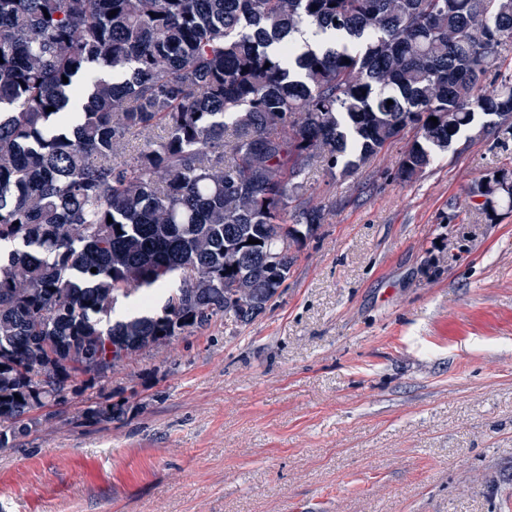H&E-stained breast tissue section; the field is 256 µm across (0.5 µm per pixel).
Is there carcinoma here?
I'll list each match as a JSON object with an SVG mask.
<instances>
[{
	"instance_id": "carcinoma-1",
	"label": "carcinoma",
	"mask_w": 512,
	"mask_h": 512,
	"mask_svg": "<svg viewBox=\"0 0 512 512\" xmlns=\"http://www.w3.org/2000/svg\"><path fill=\"white\" fill-rule=\"evenodd\" d=\"M511 45L512 0H0V449L70 395L120 419L126 360L269 309L325 222L314 163L352 177L413 129V182L462 135L508 145Z\"/></svg>"
}]
</instances>
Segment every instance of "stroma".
<instances>
[{"instance_id": "1", "label": "stroma", "mask_w": 512, "mask_h": 512, "mask_svg": "<svg viewBox=\"0 0 512 512\" xmlns=\"http://www.w3.org/2000/svg\"><path fill=\"white\" fill-rule=\"evenodd\" d=\"M403 149L310 168L328 216L276 303L128 360L122 420L56 407L0 452V512H512V210L472 198L512 145L409 183Z\"/></svg>"}]
</instances>
